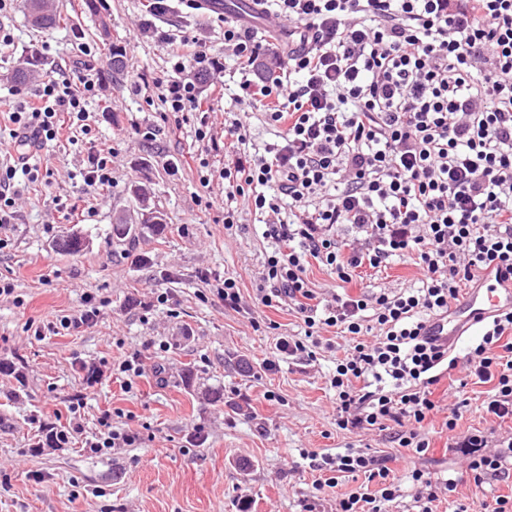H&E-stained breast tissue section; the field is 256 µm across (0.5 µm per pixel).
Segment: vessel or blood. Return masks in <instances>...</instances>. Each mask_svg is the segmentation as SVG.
Instances as JSON below:
<instances>
[{
  "instance_id": "obj_1",
  "label": "vessel or blood",
  "mask_w": 512,
  "mask_h": 512,
  "mask_svg": "<svg viewBox=\"0 0 512 512\" xmlns=\"http://www.w3.org/2000/svg\"><path fill=\"white\" fill-rule=\"evenodd\" d=\"M512 311V280L485 274L474 288L452 303L447 312L431 317L425 331L435 343L455 347L473 327L502 311Z\"/></svg>"
}]
</instances>
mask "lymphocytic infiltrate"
<instances>
[{
  "label": "lymphocytic infiltrate",
  "instance_id": "1",
  "mask_svg": "<svg viewBox=\"0 0 512 512\" xmlns=\"http://www.w3.org/2000/svg\"><path fill=\"white\" fill-rule=\"evenodd\" d=\"M260 13L287 21L284 38H258L240 20L225 19L224 48L240 60L242 100L260 105L281 126L264 151L232 158L222 168L224 226L237 222V198L270 215L276 243L264 263L257 298L266 307L293 303L305 316L303 336H286L278 351L311 361L309 341L325 328L348 337L336 364V426L353 432L411 422L399 445L423 455L418 427L436 404L432 388L457 366L424 334L428 318L447 312L468 283L491 270L512 279V0H256ZM170 0H151L138 35L164 45L171 74L135 84L156 89L168 111L199 114L194 130L208 151L244 144L231 121L216 136L201 117L198 76L222 71L191 31L162 23ZM91 48H73L72 75L45 77L34 93L9 104L0 130V224L13 223L23 187L43 181L30 159L62 127L92 132L88 104L102 89ZM193 69L195 78L185 76ZM297 210L281 220L283 205ZM355 247L341 254L340 232ZM416 254L418 287L390 295H334L320 316L306 278L316 259L347 283L358 268H379ZM373 342H365L367 333ZM470 374L494 382L488 414L512 418V311L493 317L474 349ZM462 450L476 485L512 475V448H487L483 438ZM317 489L364 474L379 494L356 491L336 512H388L399 496L384 457L366 451L324 455L313 465Z\"/></svg>",
  "mask_w": 512,
  "mask_h": 512
}]
</instances>
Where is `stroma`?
<instances>
[{
  "mask_svg": "<svg viewBox=\"0 0 512 512\" xmlns=\"http://www.w3.org/2000/svg\"><path fill=\"white\" fill-rule=\"evenodd\" d=\"M59 26L31 28L23 6L0 15L14 36L11 54L0 58V95L25 69L32 46L46 44L38 76L71 66L76 40L93 45L103 84L91 106V136L57 142L35 159L50 173L48 184L25 190L16 202L15 223L0 227L7 245L0 249V281L14 292L0 296V360L14 362L0 372V512H304L319 501L336 512V500L377 483L364 476L340 478L337 487L316 492L311 454L366 449L388 456L401 481L393 512H415V488L405 475L418 467L433 483L452 478L456 495L481 502L489 494L512 497V479L475 485L455 442L472 435L489 446L512 443V419L485 411L492 383L468 379L467 358L482 329L465 337L454 355L452 377L434 386L436 410L420 433L429 444L418 456L399 447L387 430L346 432L336 427V392L330 381L339 350L317 348L312 362L280 354L282 336L303 335V317L291 307L258 303L256 286L275 243L246 204L238 224L225 230L222 180L224 156H210L212 178L202 187L190 155L199 154L193 124L173 131L175 116L161 103H147L132 92L138 77L170 71L165 50L133 31L149 0H110L109 8L88 0H50ZM124 65L112 68V48ZM239 89L204 91L215 134L225 121L240 119L245 150L275 142L278 127L261 109L239 102ZM157 128L143 139L140 128ZM112 150V184L92 194L82 191L80 171L89 154ZM147 185L163 219L164 233L143 237L113 232L119 217L138 219L129 193ZM212 196L205 208L200 200ZM75 232L86 241L76 256L58 252L59 235ZM237 281L240 310L225 308L216 293L224 278ZM414 255L393 259L385 269H360L346 291L351 295L399 293L418 285ZM167 293L161 304L157 292ZM99 309L95 323L78 331H55L57 318L80 313L86 296ZM138 355L141 377L103 376L88 384L91 367ZM467 386H460V379ZM220 391L221 402L210 399ZM84 406L71 411L73 397ZM462 403L455 429L446 425L449 405ZM134 435L132 445L95 454L81 445L51 446L39 423L63 428L80 423L84 436L98 431V419Z\"/></svg>",
  "mask_w": 512,
  "mask_h": 512,
  "instance_id": "stroma-1",
  "label": "stroma"
}]
</instances>
